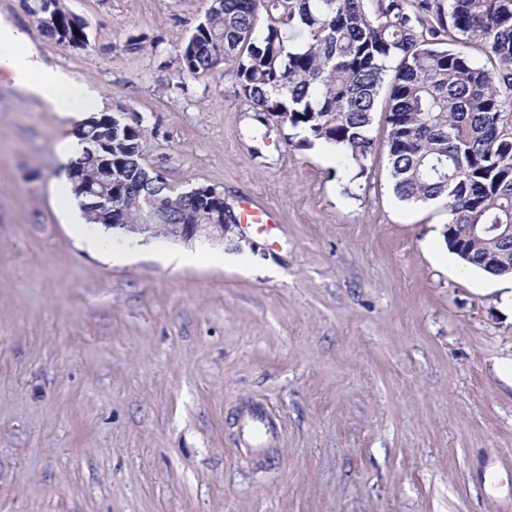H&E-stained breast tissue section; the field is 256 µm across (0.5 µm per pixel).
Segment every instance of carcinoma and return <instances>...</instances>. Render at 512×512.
I'll return each mask as SVG.
<instances>
[{
	"instance_id": "obj_1",
	"label": "carcinoma",
	"mask_w": 512,
	"mask_h": 512,
	"mask_svg": "<svg viewBox=\"0 0 512 512\" xmlns=\"http://www.w3.org/2000/svg\"><path fill=\"white\" fill-rule=\"evenodd\" d=\"M27 4L42 32L68 46L70 12L52 17ZM484 50L491 67L467 49ZM234 64L237 94L265 125L286 124L364 172L379 153L371 135L385 98L386 155L402 201H438L448 214V249L469 269L512 277V0H208L178 55L190 74ZM144 129L112 141V166L145 164ZM70 169L90 176L98 157L82 151ZM148 188L165 200L163 224H205L203 205L169 184ZM136 188L106 198L128 223H142Z\"/></svg>"
}]
</instances>
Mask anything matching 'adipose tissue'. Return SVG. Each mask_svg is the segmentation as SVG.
<instances>
[{"mask_svg":"<svg viewBox=\"0 0 512 512\" xmlns=\"http://www.w3.org/2000/svg\"><path fill=\"white\" fill-rule=\"evenodd\" d=\"M0 67L9 73L14 85L45 100L60 114L94 112L103 105L102 98L84 83L46 65L23 30L2 21Z\"/></svg>","mask_w":512,"mask_h":512,"instance_id":"1","label":"adipose tissue"}]
</instances>
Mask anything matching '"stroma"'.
Returning <instances> with one entry per match:
<instances>
[{
	"mask_svg": "<svg viewBox=\"0 0 512 512\" xmlns=\"http://www.w3.org/2000/svg\"><path fill=\"white\" fill-rule=\"evenodd\" d=\"M61 2L86 47L23 0L0 20L140 120L171 184L278 229L75 223L78 121L0 70V512H512V279L449 256L445 211L400 201L385 155L349 198L333 151L256 123L233 65L180 71L206 0ZM41 0H33L32 4L25 1L29 13L35 18L42 32L55 40L59 45L69 46L70 41L75 38L74 27L70 19V12L63 9L60 0H49L52 2V17L48 18L46 14L39 9L37 2ZM49 1L43 2L44 11H48L51 7Z\"/></svg>",
	"mask_w": 512,
	"mask_h": 512,
	"instance_id": "obj_1",
	"label": "stroma"
}]
</instances>
